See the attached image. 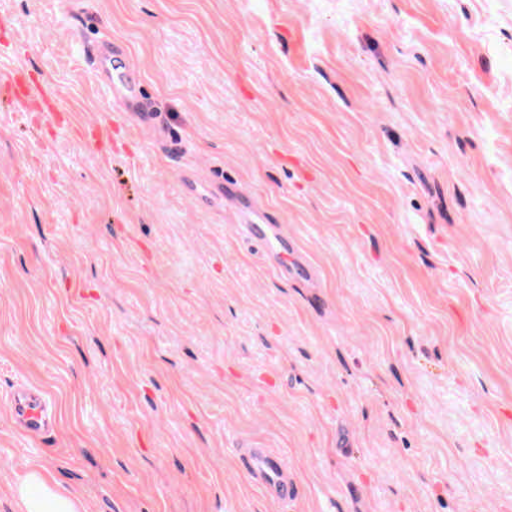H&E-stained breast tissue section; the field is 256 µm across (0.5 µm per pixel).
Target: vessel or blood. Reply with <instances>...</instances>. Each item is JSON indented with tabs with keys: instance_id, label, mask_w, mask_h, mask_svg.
I'll list each match as a JSON object with an SVG mask.
<instances>
[{
	"instance_id": "vessel-or-blood-1",
	"label": "vessel or blood",
	"mask_w": 512,
	"mask_h": 512,
	"mask_svg": "<svg viewBox=\"0 0 512 512\" xmlns=\"http://www.w3.org/2000/svg\"><path fill=\"white\" fill-rule=\"evenodd\" d=\"M90 55L96 75L107 83L113 100L125 111H134L142 98L135 66L117 58L115 50L105 45L95 46ZM0 96L13 102L19 111L42 114L49 123L68 119L57 94L36 83L25 66H15L0 78ZM246 228L250 239L280 261H287L288 245L281 234L268 233L264 225L252 220ZM14 415L26 430L38 431L47 423V406L38 395L25 391L15 400ZM251 469L277 499L285 502L295 497L296 489L285 477L286 464L280 456L265 449L256 450L251 456Z\"/></svg>"
}]
</instances>
